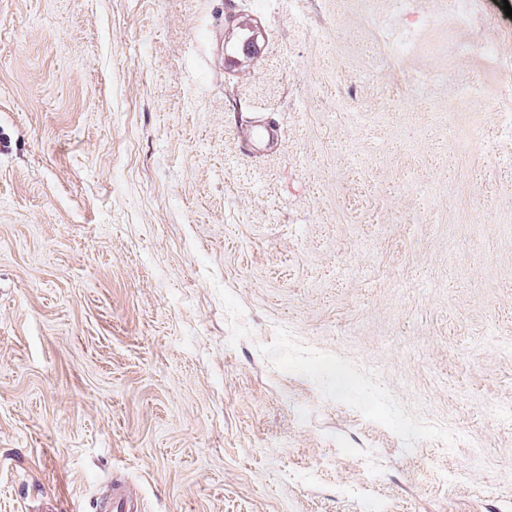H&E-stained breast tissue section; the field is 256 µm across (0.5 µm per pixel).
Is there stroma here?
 Returning <instances> with one entry per match:
<instances>
[{
    "label": "stroma",
    "instance_id": "1",
    "mask_svg": "<svg viewBox=\"0 0 512 512\" xmlns=\"http://www.w3.org/2000/svg\"><path fill=\"white\" fill-rule=\"evenodd\" d=\"M252 6L240 83L205 33ZM477 8L452 62L448 0H0V512L512 505V139L472 135L512 18ZM241 139L253 153L272 150L278 142V131L264 118L253 121L241 130ZM137 496L124 483H111L110 494L99 503L100 512H139Z\"/></svg>",
    "mask_w": 512,
    "mask_h": 512
}]
</instances>
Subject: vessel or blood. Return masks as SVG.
<instances>
[{
	"label": "vessel or blood",
	"instance_id": "obj_1",
	"mask_svg": "<svg viewBox=\"0 0 512 512\" xmlns=\"http://www.w3.org/2000/svg\"><path fill=\"white\" fill-rule=\"evenodd\" d=\"M264 27L259 11H252L248 19L230 15L224 21L223 31L210 32L207 44L211 49V63L225 75L240 81L252 80L263 53L251 51L250 41ZM246 146L253 152L272 150L278 142V131L266 119L253 121L241 131ZM137 496L122 483H111L110 494L99 504V512H139Z\"/></svg>",
	"mask_w": 512,
	"mask_h": 512
}]
</instances>
